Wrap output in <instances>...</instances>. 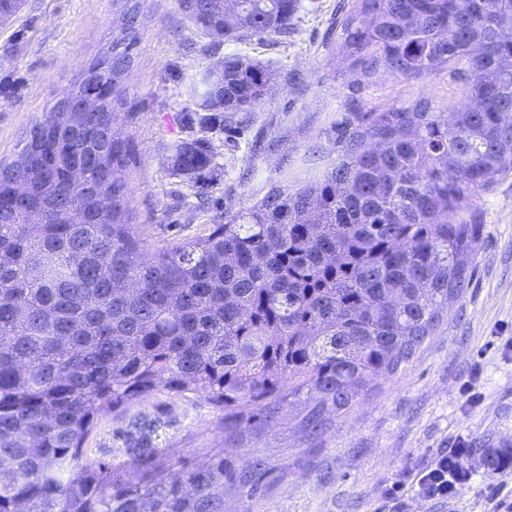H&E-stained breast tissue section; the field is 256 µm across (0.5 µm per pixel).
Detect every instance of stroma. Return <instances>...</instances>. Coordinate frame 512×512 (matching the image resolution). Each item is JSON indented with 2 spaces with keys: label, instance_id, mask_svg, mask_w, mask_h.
I'll list each match as a JSON object with an SVG mask.
<instances>
[{
  "label": "stroma",
  "instance_id": "1",
  "mask_svg": "<svg viewBox=\"0 0 512 512\" xmlns=\"http://www.w3.org/2000/svg\"><path fill=\"white\" fill-rule=\"evenodd\" d=\"M288 35L213 45L178 0H144L141 41L126 80L131 115L121 128L131 161L126 171L133 230L148 245L208 234L230 209L251 205L275 186L313 179L334 163L331 127L349 93L350 61L334 43L350 0H299ZM112 0H25L0 25V159L14 158L27 129L112 41ZM244 55L267 67L271 95L231 121L186 128L190 87L221 58ZM361 96L386 109L427 97L445 112L465 102L447 72L417 79L381 74ZM204 138L213 156L204 172L206 199L172 166L180 141ZM482 224L475 277L454 300L412 362L348 412L320 439L306 440L305 402L291 400L278 419L239 452L238 468L268 456L273 480L255 512H493L494 496L512 502V464L484 465L489 451L512 446V177L480 193L467 214ZM166 425L159 447L188 468L207 463L224 443L219 411L202 400L163 392L103 414L86 446L91 460L125 463L123 432L135 419ZM468 450L472 478L454 503L414 494L411 480L456 445Z\"/></svg>",
  "mask_w": 512,
  "mask_h": 512
}]
</instances>
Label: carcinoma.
<instances>
[{"instance_id":"cac0c4a2","label":"carcinoma","mask_w":512,"mask_h":512,"mask_svg":"<svg viewBox=\"0 0 512 512\" xmlns=\"http://www.w3.org/2000/svg\"><path fill=\"white\" fill-rule=\"evenodd\" d=\"M143 0H116L112 42L73 90L101 87L98 112L34 123L0 197V512H224V487L257 498L270 460L234 457L292 398L315 393L302 430L315 439L376 381L409 363L469 288L482 225L450 218L512 176V0H351L337 22L354 83L386 72L448 70L468 102L453 120L427 98L384 110L351 96L333 133L338 162L276 187L185 242L151 247L132 231L127 143L100 138L128 117ZM219 42L285 35L298 0H180ZM24 0H0V23ZM267 71L224 58L194 105L252 112ZM97 149L83 184L68 172ZM210 145L178 143L179 173L205 184ZM166 392L224 416V447L183 471L158 456V420L129 432L130 461H88L99 416Z\"/></svg>"}]
</instances>
